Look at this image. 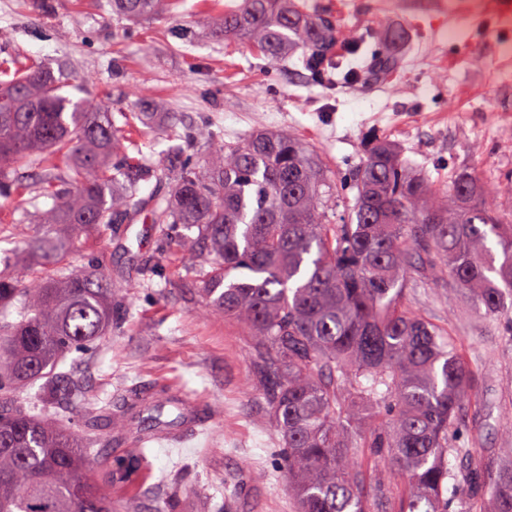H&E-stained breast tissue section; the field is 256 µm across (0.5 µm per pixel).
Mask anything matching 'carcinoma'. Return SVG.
Returning a JSON list of instances; mask_svg holds the SVG:
<instances>
[{
	"mask_svg": "<svg viewBox=\"0 0 512 512\" xmlns=\"http://www.w3.org/2000/svg\"><path fill=\"white\" fill-rule=\"evenodd\" d=\"M167 2L109 5L118 17L149 21ZM201 18L271 62L301 51L320 83L343 67L332 57L340 28L294 0H238L218 20ZM62 89L41 66L0 80V195L32 191L16 167L39 165V189L52 200L26 242L44 273L27 281L0 274V310L17 314L0 321V512H112L84 476L95 441H80L53 404L103 417L138 444L182 424L183 399L165 387L135 389L103 412L87 406L78 376L58 371L69 351L109 335L123 314L103 261L69 264L72 240L120 231L145 212L165 251L208 245L201 293L252 336L251 382L284 450L297 512H451L450 487L487 512H512V464L489 473L469 464L471 449L448 441L475 369L439 327L403 305L422 264L485 316L512 323V214L487 200L477 172L458 171L443 193L375 138L355 174L353 205L330 224L326 171L294 135L256 132L230 144L216 131L172 127L169 152L200 149L202 165L165 169L130 157L116 165L122 137L112 104ZM153 178L167 190L149 200L140 182ZM40 380V411L13 400ZM356 448L406 478L397 504L368 485ZM146 460L145 449L130 448L112 456L105 477L125 485Z\"/></svg>",
	"mask_w": 512,
	"mask_h": 512,
	"instance_id": "cac0c4a2",
	"label": "carcinoma"
}]
</instances>
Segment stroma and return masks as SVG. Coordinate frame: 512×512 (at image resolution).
<instances>
[{
    "label": "stroma",
    "mask_w": 512,
    "mask_h": 512,
    "mask_svg": "<svg viewBox=\"0 0 512 512\" xmlns=\"http://www.w3.org/2000/svg\"><path fill=\"white\" fill-rule=\"evenodd\" d=\"M226 2L171 0L161 17L132 21L112 15L106 0H53L47 12L37 0H0V61L63 73L75 99L86 70L98 77L94 93L116 108L148 97L156 118L135 137L158 165L167 162L164 131L174 117L192 130L221 131L228 143L262 130L292 133L326 166L340 201L329 213L333 224L354 198L351 178L375 137L441 189L456 170L478 171L497 187L499 208H512V22L502 20L499 0H303L347 36L367 28L408 35L405 64L388 79L359 58L353 65L361 80L333 90L298 58L273 63L252 45L196 24L193 6ZM50 205L30 193L0 197V257H9L18 279L37 270L18 256ZM73 255L82 266L104 258L115 287L129 290L111 335L73 356L89 404L165 386L187 394L200 428L191 443L147 449L148 469L127 491L102 480L100 461L115 446L109 426L99 424L88 479L125 512H168L174 499L178 512H199L204 499L227 503L228 512H297L279 437L249 381L248 331L207 310L191 272L206 248L181 258L163 253L143 215L125 235L89 233ZM407 308L439 326L479 370L467 416L450 440L471 449V464L491 469L499 450L512 448V324L484 316L449 279L422 266Z\"/></svg>",
    "instance_id": "stroma-1"
}]
</instances>
